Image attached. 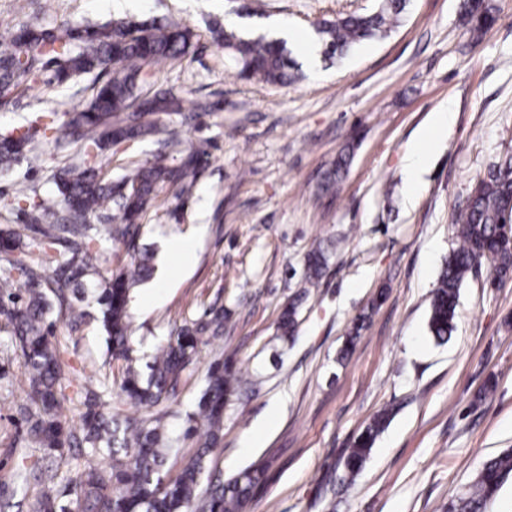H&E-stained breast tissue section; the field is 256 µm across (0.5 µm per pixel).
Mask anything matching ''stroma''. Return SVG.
<instances>
[{
  "instance_id": "35a3bbf8",
  "label": "stroma",
  "mask_w": 512,
  "mask_h": 512,
  "mask_svg": "<svg viewBox=\"0 0 512 512\" xmlns=\"http://www.w3.org/2000/svg\"><path fill=\"white\" fill-rule=\"evenodd\" d=\"M485 4L496 21L478 33L460 0H410L389 37L339 63L301 65L300 79L280 87L239 79L211 28L232 23L256 38L281 22L296 34L287 48L300 61L318 22L369 12L376 0H0V29L174 19L196 34L154 84L213 104L191 122L180 112L159 119L180 140L166 163L199 146L209 161L189 197L162 190L142 219L155 272L133 290L132 340L151 360L174 327L223 305L224 337L203 349L169 422L184 429L214 356L257 377L227 409L210 456L227 478L265 466L266 484L246 512H448L486 460L512 449V279L497 284L482 265L460 290L448 343L437 344L427 326L431 293L456 246V216L489 169L512 155V0ZM96 79L23 87L0 110V135L43 112L65 121ZM445 109L454 114L448 129L421 140ZM348 146V170L328 186ZM414 146L426 162L412 189L403 158ZM157 155L155 140L145 139L112 147L96 165L117 179L129 162ZM59 159L49 148L0 172V216L16 207L22 184L57 200ZM172 238L189 243L191 266L166 250ZM317 247L328 267L310 289L305 260ZM299 293L297 334L285 345L274 338L275 323ZM358 320L363 327L350 338ZM54 332L67 348L65 406L76 428L84 388L106 374L119 381L122 363L108 361L95 320L74 329L60 319ZM26 403L23 368L0 332V486L8 488L0 512H30L40 491L36 481H16L18 464L44 456L27 445ZM386 408L393 418L364 469L343 481L344 449Z\"/></svg>"
}]
</instances>
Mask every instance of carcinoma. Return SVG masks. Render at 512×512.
Here are the masks:
<instances>
[{"label":"carcinoma","mask_w":512,"mask_h":512,"mask_svg":"<svg viewBox=\"0 0 512 512\" xmlns=\"http://www.w3.org/2000/svg\"><path fill=\"white\" fill-rule=\"evenodd\" d=\"M410 0H378L369 13L325 20L317 25L324 53L343 61L361 43L388 36L398 26ZM462 16L480 31L495 17L484 0H462ZM217 46L236 64L239 76L288 86L298 78L283 40L247 38L233 28L216 29ZM193 30L177 21L122 22L113 26H69L58 33L37 24L0 33V109L17 91L45 70L47 85L63 84L81 73L98 70L108 78L92 86L89 103L59 124L51 113L36 116L34 124L47 132L44 141L63 153L54 179L59 206L31 198L22 190L16 223L0 225V254L9 267L0 273V328L22 359L30 406L20 409L27 438L34 448L63 456L66 448H86L90 458L102 457L107 466L90 464L81 479L68 489L79 512H243L264 483V471L243 470L228 480L213 476L206 491L199 488L207 457L220 441L224 411L230 398L253 384L251 377L214 359L196 410L188 416L187 432L198 435L196 454L179 474L168 477L169 456L180 437L168 423V403L176 397L183 376L195 364L200 346L224 336V307L212 305L203 315L171 333L145 369L133 365L130 291L151 278L154 248L140 242L142 213L163 186L178 197L189 195L199 170L206 165V150L194 148L177 165L161 160L131 162L117 181L104 179L88 162L92 152L104 151L129 140L162 132L157 115L190 112L195 119L209 104L194 100L184 108L175 94L160 90L142 95L159 66L185 56L192 47ZM78 152L68 153L71 146ZM37 148L29 132L0 136V169L28 158ZM115 210L110 235L131 257L128 266L108 277L100 274L93 242L98 226L89 222L96 212ZM512 212V156L494 164L474 189L456 217L457 247L453 249L432 293L428 327L432 337L446 343L454 331L460 288L473 269L485 263L499 281L512 278V243L501 225ZM327 267L325 252L316 248L306 259L305 278L316 288ZM97 307L96 320L105 333L110 358L126 362L118 397L140 405L138 416L105 411L99 388H85V412L79 432L64 417L66 365L51 332L52 314L79 325L87 315L80 303ZM298 303L281 312L276 338L291 341L297 330ZM391 412L378 414L343 454V468L355 479L365 466L377 437ZM512 476V453L489 459L469 490L448 512H485L488 500ZM42 486L31 512H70L63 493L56 489L53 468L35 476Z\"/></svg>","instance_id":"1"}]
</instances>
